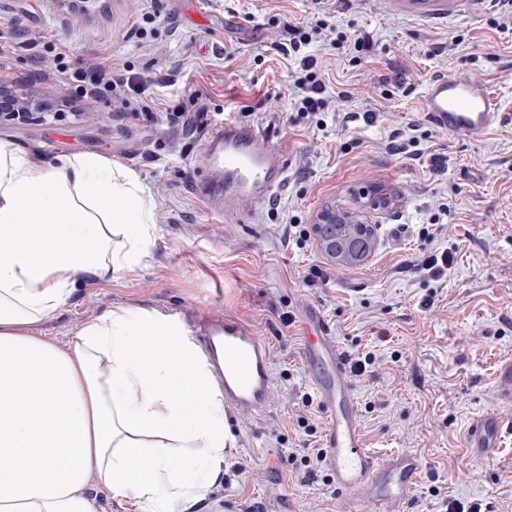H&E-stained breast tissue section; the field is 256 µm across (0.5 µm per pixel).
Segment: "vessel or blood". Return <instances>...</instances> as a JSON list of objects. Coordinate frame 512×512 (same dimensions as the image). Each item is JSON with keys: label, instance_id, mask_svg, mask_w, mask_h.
<instances>
[{"label": "vessel or blood", "instance_id": "vessel-or-blood-1", "mask_svg": "<svg viewBox=\"0 0 512 512\" xmlns=\"http://www.w3.org/2000/svg\"><path fill=\"white\" fill-rule=\"evenodd\" d=\"M423 107L430 121L448 132H482L498 116L492 89L462 74L431 79ZM202 151L196 192L211 214L225 220L239 219L244 206L265 203L285 180L284 152L265 130L227 119L209 129ZM309 328L315 338L303 355L316 371L318 401L327 418L323 463L331 486L350 512H406L422 474L421 459L410 451L378 456L365 447L347 383L349 357L324 335L320 319H311ZM202 330L201 347L224 391L225 408L237 414L262 411L270 394L267 341L229 317L206 319ZM494 382L498 400L511 403V358L498 362ZM510 434L511 424L486 414L470 427L468 447L483 458Z\"/></svg>", "mask_w": 512, "mask_h": 512}]
</instances>
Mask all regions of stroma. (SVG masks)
Wrapping results in <instances>:
<instances>
[{"instance_id": "obj_1", "label": "stroma", "mask_w": 512, "mask_h": 512, "mask_svg": "<svg viewBox=\"0 0 512 512\" xmlns=\"http://www.w3.org/2000/svg\"><path fill=\"white\" fill-rule=\"evenodd\" d=\"M472 9L450 0L433 18L401 0H94L81 12L67 0H0V83L59 106L0 125V140L49 159L100 154L134 169L155 201L149 257L118 274L75 273L72 295L29 334L67 350L86 323L124 306L178 317L190 333L199 315H226L269 343L270 400L227 414L224 474L197 512H342L324 469L298 463L327 425L301 354L311 304L347 354L375 355L351 385L366 447L423 462L407 512H446L451 500L512 512V440L490 462L466 447L477 417L512 418L494 390L498 360L512 357V6L484 0L477 19ZM321 18L371 47H308L334 104L320 129L297 113L299 59L282 45L288 25ZM95 62L129 69L187 123L120 120L108 92L87 106L71 75ZM457 72L496 94L484 133L442 131L422 108L429 81ZM348 112L374 119L348 123ZM227 116L288 145L279 207L238 224L211 216L194 191L200 141ZM375 197L387 207L372 214L378 246L362 265L335 264L300 237L324 208ZM444 251L441 276L421 271Z\"/></svg>"}]
</instances>
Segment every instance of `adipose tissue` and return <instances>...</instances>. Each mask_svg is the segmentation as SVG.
<instances>
[{
  "instance_id": "ef3b65f1",
  "label": "adipose tissue",
  "mask_w": 512,
  "mask_h": 512,
  "mask_svg": "<svg viewBox=\"0 0 512 512\" xmlns=\"http://www.w3.org/2000/svg\"><path fill=\"white\" fill-rule=\"evenodd\" d=\"M154 201L97 155L47 160L0 141V512H97L90 472L133 512H190L222 474L224 400L183 323L113 307L75 354L27 328L70 297L75 272L120 273L148 254ZM121 247L106 254L108 235ZM148 458L149 475L132 461Z\"/></svg>"
}]
</instances>
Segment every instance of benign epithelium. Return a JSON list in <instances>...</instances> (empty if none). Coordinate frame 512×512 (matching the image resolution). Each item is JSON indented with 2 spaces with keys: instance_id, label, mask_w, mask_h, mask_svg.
Returning a JSON list of instances; mask_svg holds the SVG:
<instances>
[{
  "instance_id": "1",
  "label": "benign epithelium",
  "mask_w": 512,
  "mask_h": 512,
  "mask_svg": "<svg viewBox=\"0 0 512 512\" xmlns=\"http://www.w3.org/2000/svg\"><path fill=\"white\" fill-rule=\"evenodd\" d=\"M30 101L0 84V112H28ZM316 244L329 260L342 266L368 260L376 247V225L360 209L335 207L321 212L313 225Z\"/></svg>"
}]
</instances>
